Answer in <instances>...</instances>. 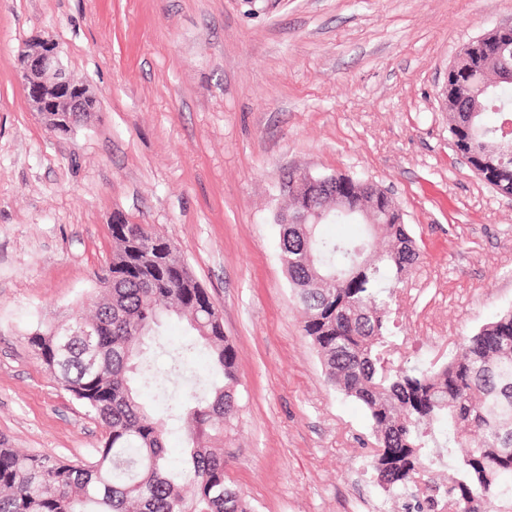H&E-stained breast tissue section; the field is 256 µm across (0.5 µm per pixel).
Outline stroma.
Listing matches in <instances>:
<instances>
[{
	"label": "stroma",
	"instance_id": "obj_1",
	"mask_svg": "<svg viewBox=\"0 0 512 512\" xmlns=\"http://www.w3.org/2000/svg\"><path fill=\"white\" fill-rule=\"evenodd\" d=\"M512 0H0V443L90 458L97 420L27 343L76 310L122 218L168 239L219 309L239 408L224 469L253 512H398L365 409L326 381L279 260L288 172L369 176L421 260L391 306L405 359L512 308V198L456 155L442 89ZM58 43L97 112L66 137L18 54Z\"/></svg>",
	"mask_w": 512,
	"mask_h": 512
}]
</instances>
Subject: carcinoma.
I'll return each mask as SVG.
<instances>
[{"mask_svg":"<svg viewBox=\"0 0 512 512\" xmlns=\"http://www.w3.org/2000/svg\"><path fill=\"white\" fill-rule=\"evenodd\" d=\"M485 108L450 90L456 111L448 132L474 172L500 195L512 194V156L498 146L512 126V81L480 93ZM360 224L350 239L323 238L319 226ZM142 224H112V262L96 276L90 313L73 327L96 325V365L82 342L59 350L66 324L27 337L53 377L103 428L90 461L0 448V512H251L226 481L224 429L236 416L237 354L222 317L175 247L148 232L159 256L142 250ZM280 258L303 312V331L320 355L328 383L360 402L371 422L377 484L407 497L404 512L448 504V512H512V308L464 337L444 362L408 365L390 354L397 336L389 308L420 258L407 225L378 216L370 224L330 210L311 224H284ZM175 316L194 342L176 349L169 369L155 366L159 328ZM206 354L219 381L195 376L200 391L175 400L170 379ZM151 388L158 413L139 397ZM186 443L177 467L166 453L172 424ZM454 471L446 488L430 468Z\"/></svg>","mask_w":512,"mask_h":512,"instance_id":"obj_1","label":"carcinoma"}]
</instances>
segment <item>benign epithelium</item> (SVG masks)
I'll use <instances>...</instances> for the list:
<instances>
[{
    "label": "benign epithelium",
    "mask_w": 512,
    "mask_h": 512,
    "mask_svg": "<svg viewBox=\"0 0 512 512\" xmlns=\"http://www.w3.org/2000/svg\"><path fill=\"white\" fill-rule=\"evenodd\" d=\"M510 35L512 20L500 22L482 37L467 44L458 59L476 57L475 67L485 74L488 81H499L508 71L503 66V60L506 59L505 49ZM19 62L28 103L50 133L67 136L95 111L93 97L71 86L59 44L39 38L36 45L29 44L21 52ZM334 185L336 180L331 177H314L306 171H297L291 174L283 187L301 194L321 186L328 190L332 208L344 213L358 211L366 217L376 212L377 204L381 201L385 203L386 215L395 216L397 224L404 223L403 211L387 193L367 188L358 195L359 205L355 207L346 194L333 190Z\"/></svg>",
    "instance_id": "benign-epithelium-1"
}]
</instances>
